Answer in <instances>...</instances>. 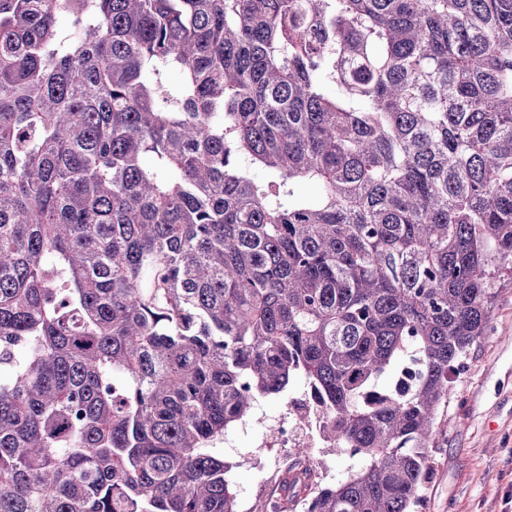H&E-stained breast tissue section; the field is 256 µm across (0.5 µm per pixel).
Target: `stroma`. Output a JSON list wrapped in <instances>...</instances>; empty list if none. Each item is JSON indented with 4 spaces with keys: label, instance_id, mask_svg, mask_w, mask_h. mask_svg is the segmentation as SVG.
Returning a JSON list of instances; mask_svg holds the SVG:
<instances>
[{
    "label": "stroma",
    "instance_id": "1",
    "mask_svg": "<svg viewBox=\"0 0 512 512\" xmlns=\"http://www.w3.org/2000/svg\"><path fill=\"white\" fill-rule=\"evenodd\" d=\"M435 428L430 472L414 512H512L511 281L497 288L485 333L462 358ZM215 448L233 465L240 512H262L265 500L280 494L283 451L258 447L253 434L242 431ZM305 462L325 486L360 467L321 439Z\"/></svg>",
    "mask_w": 512,
    "mask_h": 512
}]
</instances>
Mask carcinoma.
<instances>
[{
  "label": "carcinoma",
  "mask_w": 512,
  "mask_h": 512,
  "mask_svg": "<svg viewBox=\"0 0 512 512\" xmlns=\"http://www.w3.org/2000/svg\"><path fill=\"white\" fill-rule=\"evenodd\" d=\"M509 273L512 0H0V512H238L293 379L265 512H412ZM303 392H306L304 383L294 381L283 395L261 399L255 405L247 419L262 417L265 422L272 423L278 417L276 426L263 432L260 446L264 448L258 447L250 431H239L241 424L231 430L237 432L230 443L225 444L224 436L214 445L234 466L229 475L240 512H262L265 500L281 493L282 474L287 467L283 460L288 455V465L291 464V457L297 458L295 448H307L303 464L312 466L320 474L321 486L345 480L359 469L358 459L341 453L329 442L319 439L313 448L314 435L322 437V415L313 407L307 394L297 397ZM292 397L297 398L282 410L284 402ZM277 448H288V451Z\"/></svg>",
  "instance_id": "carcinoma-1"
}]
</instances>
